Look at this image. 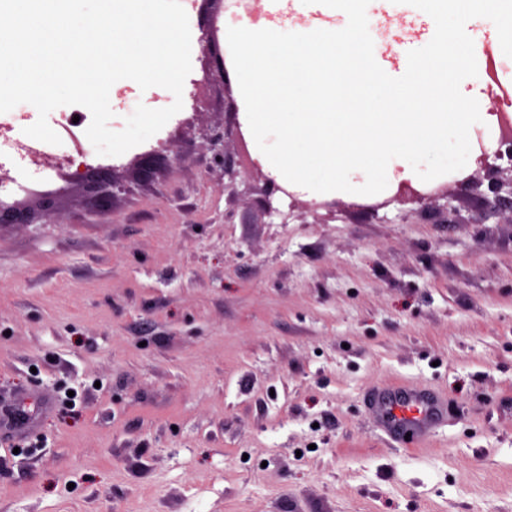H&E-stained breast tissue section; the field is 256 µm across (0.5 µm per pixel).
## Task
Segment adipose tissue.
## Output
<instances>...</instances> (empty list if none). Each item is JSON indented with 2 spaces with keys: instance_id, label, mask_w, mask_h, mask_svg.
I'll return each instance as SVG.
<instances>
[{
  "instance_id": "obj_1",
  "label": "adipose tissue",
  "mask_w": 512,
  "mask_h": 512,
  "mask_svg": "<svg viewBox=\"0 0 512 512\" xmlns=\"http://www.w3.org/2000/svg\"><path fill=\"white\" fill-rule=\"evenodd\" d=\"M293 24L230 8L224 47L258 162L316 199L371 201L463 175L490 131L478 46L512 69L499 0H275ZM393 37L373 43L375 26Z\"/></svg>"
}]
</instances>
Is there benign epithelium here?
<instances>
[{
  "label": "benign epithelium",
  "mask_w": 512,
  "mask_h": 512,
  "mask_svg": "<svg viewBox=\"0 0 512 512\" xmlns=\"http://www.w3.org/2000/svg\"><path fill=\"white\" fill-rule=\"evenodd\" d=\"M204 20L202 51L209 59V67L206 72V82H218L225 86L230 83V75L227 70L224 52L221 50L215 25V14L202 13ZM504 141L509 143L506 152L496 151L498 159L507 158L508 170L512 172V120L507 116H500ZM172 152L174 157L179 154L174 152L173 145L165 142L156 149L148 151L132 161L134 174L140 180H149L153 177L159 160L164 158V153ZM68 186L42 191L36 188L25 190L24 197L20 198L13 192L0 193V224H33L43 216L51 212L68 189L78 187L81 190L101 200H109L113 197L114 189L120 187V183L114 179L113 169L93 167L86 163L80 164L75 171L66 176ZM494 201L487 203L488 215H494L503 207L512 206V179L494 184Z\"/></svg>",
  "instance_id": "1"
}]
</instances>
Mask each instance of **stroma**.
Masks as SVG:
<instances>
[{"mask_svg": "<svg viewBox=\"0 0 512 512\" xmlns=\"http://www.w3.org/2000/svg\"><path fill=\"white\" fill-rule=\"evenodd\" d=\"M192 71L158 139L0 226V512H512V211L486 216L495 157L447 181L461 223L415 186L378 212L285 195L254 170L234 91ZM180 160L142 181L159 142ZM0 163L16 183L57 174ZM441 388L459 418L414 452L368 430L377 381ZM163 152H173L175 159L179 157L173 145L165 142L161 143L157 149L148 151L132 161L134 174L139 180H149L153 177L158 161L164 159ZM45 402L42 396L35 392L29 393H14L10 396H1L0 409L4 412L5 408L10 409L12 412H19L32 418L34 410L37 408H43ZM31 407L33 410L31 411Z\"/></svg>", "mask_w": 512, "mask_h": 512, "instance_id": "1", "label": "stroma"}]
</instances>
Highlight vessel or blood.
Here are the masks:
<instances>
[{"label": "vessel or blood", "mask_w": 512, "mask_h": 512, "mask_svg": "<svg viewBox=\"0 0 512 512\" xmlns=\"http://www.w3.org/2000/svg\"><path fill=\"white\" fill-rule=\"evenodd\" d=\"M44 405L34 391L0 398V409L26 416ZM362 406L367 426L394 449L425 446L452 414L446 393L415 382L376 383L365 391Z\"/></svg>", "instance_id": "b4317fda"}]
</instances>
